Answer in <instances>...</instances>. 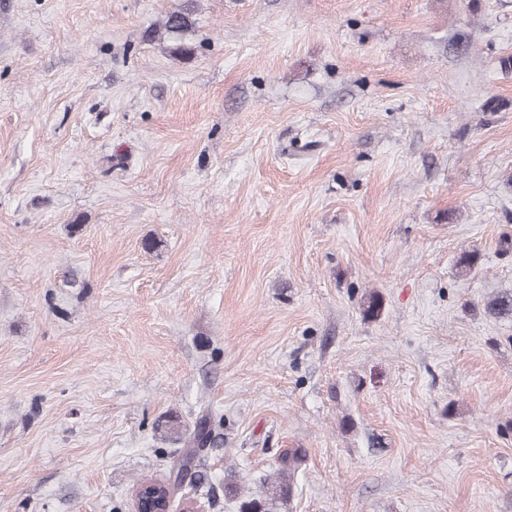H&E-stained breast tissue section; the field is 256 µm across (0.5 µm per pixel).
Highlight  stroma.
Here are the masks:
<instances>
[{"label":"stroma","instance_id":"stroma-1","mask_svg":"<svg viewBox=\"0 0 512 512\" xmlns=\"http://www.w3.org/2000/svg\"><path fill=\"white\" fill-rule=\"evenodd\" d=\"M180 2L0 0V512H512V0ZM196 19L186 5L179 6L170 12L163 24L164 38L172 42L171 53L180 56H190L195 46L192 40L195 34ZM484 310L495 318L512 317V292L501 291L491 295L484 303ZM304 456L301 454V450H289L287 453L280 457V474L285 477V473L288 471V485L279 482L276 485H272L271 497L268 495L265 498V504L262 505L261 501L251 500L245 503L244 510L241 512H274L269 508V505H273L278 499H283L287 494L290 497L292 485L290 483V477L296 472L304 460Z\"/></svg>","mask_w":512,"mask_h":512}]
</instances>
